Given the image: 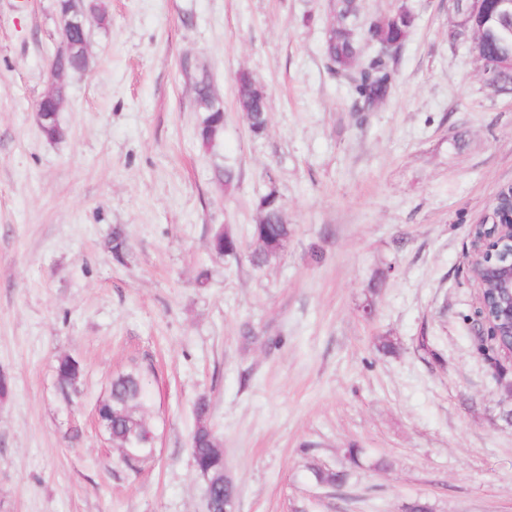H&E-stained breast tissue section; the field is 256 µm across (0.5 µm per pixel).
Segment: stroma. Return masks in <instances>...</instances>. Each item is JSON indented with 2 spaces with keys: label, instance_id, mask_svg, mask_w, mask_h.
Segmentation results:
<instances>
[{
  "label": "stroma",
  "instance_id": "35a3bbf8",
  "mask_svg": "<svg viewBox=\"0 0 512 512\" xmlns=\"http://www.w3.org/2000/svg\"><path fill=\"white\" fill-rule=\"evenodd\" d=\"M103 2L50 141L36 105L58 0H0V512H205L202 397L236 512H512L496 380L512 360L479 348L468 267L472 225L512 183V94H490L451 43L448 0H359L364 20L402 4L414 17L370 112L325 67L336 0ZM243 72L266 95L259 134L237 108ZM204 75L224 104L210 148ZM272 191L292 234L259 268ZM224 229L234 254L211 247ZM64 356L82 369L70 401ZM133 365L155 440L131 468L96 406ZM315 466L348 478L318 484ZM197 423L193 433V455L196 465L218 468L221 465L213 430L208 422V403L202 398L196 405Z\"/></svg>",
  "mask_w": 512,
  "mask_h": 512
}]
</instances>
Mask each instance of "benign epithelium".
Instances as JSON below:
<instances>
[{
    "label": "benign epithelium",
    "mask_w": 512,
    "mask_h": 512,
    "mask_svg": "<svg viewBox=\"0 0 512 512\" xmlns=\"http://www.w3.org/2000/svg\"><path fill=\"white\" fill-rule=\"evenodd\" d=\"M90 17L92 14L85 10L84 0H70V7L60 13V43L49 65L50 90L36 107L37 116L60 112L67 77L61 63L77 52L89 56ZM471 237L470 272L478 289V299H484L488 283L500 289V294L492 300L494 319L481 322L479 338L507 336V343L496 342L497 349L512 354V224H500L486 216L472 225Z\"/></svg>",
    "instance_id": "1"
}]
</instances>
